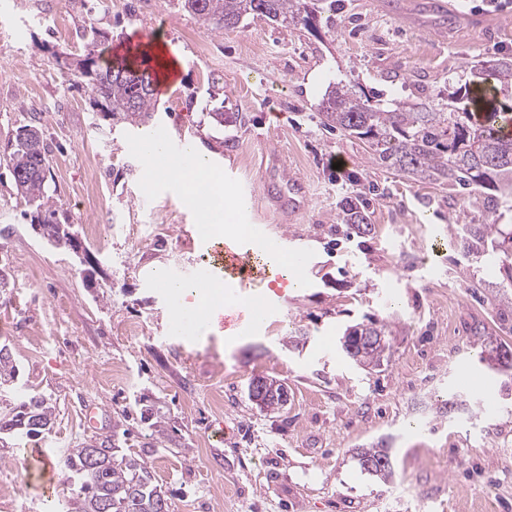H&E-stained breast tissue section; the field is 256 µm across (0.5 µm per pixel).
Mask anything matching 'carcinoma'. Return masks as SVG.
Masks as SVG:
<instances>
[{
    "mask_svg": "<svg viewBox=\"0 0 512 512\" xmlns=\"http://www.w3.org/2000/svg\"><path fill=\"white\" fill-rule=\"evenodd\" d=\"M324 0H177L207 32L235 28L248 17L262 16L288 26H312ZM98 32L86 53L72 58L54 54L68 74L87 82L93 109L112 123L146 125L156 112L157 93L149 89L152 72L127 58L102 60ZM469 78L459 87L448 88L441 107L412 100L386 101L372 98L341 81L329 84L319 105L324 125L360 140L368 148L371 163L395 170L416 182L434 188L468 192L472 206L483 212L480 224H462L455 246L467 256L491 251L512 256V224H501L505 211H512V137L496 132L499 122L512 114V106L498 101V93L512 92V54L491 60L467 61ZM482 105L485 123L473 120L470 106ZM17 192L35 205L34 220L54 227L58 246L73 247L72 225L61 223L58 204L47 188L50 174L49 150L38 125L21 129L10 149L0 156ZM340 217L347 224H367L359 197L340 202ZM344 335L353 337L342 353L363 368L381 366L389 349L393 327L372 318L352 326ZM503 344H484L479 361L496 359L512 366V355ZM16 360L0 344V442L20 443L52 428L55 405L52 399L16 385ZM263 391L260 408L275 411L288 403V385L279 379L253 376L252 387ZM139 422L148 431V448L132 452L119 445L129 434V413L123 409L112 416V430L69 448L61 458L66 480L75 486L72 497L55 506V512H170L169 498L154 481L148 452L172 442L168 417L148 396L136 401ZM360 468L383 480L394 476L392 449L382 440L357 453Z\"/></svg>",
    "mask_w": 512,
    "mask_h": 512,
    "instance_id": "carcinoma-1",
    "label": "carcinoma"
}]
</instances>
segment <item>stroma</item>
Returning <instances> with one entry per match:
<instances>
[{
  "mask_svg": "<svg viewBox=\"0 0 512 512\" xmlns=\"http://www.w3.org/2000/svg\"><path fill=\"white\" fill-rule=\"evenodd\" d=\"M344 0L312 28L264 17L206 33L175 0H0V153L40 117L52 158L49 184L63 218L99 264L87 286L72 250L46 245L34 211L0 168V342L28 390L50 396L48 437L0 460V512H49L70 496L63 472L34 484L30 450L73 448L107 433L114 412L140 396L160 399L175 445L149 465L172 512H481L482 489L500 488L512 512V374L480 363L477 333L512 345V311L494 307L504 286L491 258L450 244L481 220L448 191L372 165L365 145L326 129L318 105L333 81L388 99L448 93L463 76L460 49L489 60L512 53V0ZM66 15V37L54 33ZM447 28L437 39L433 29ZM107 52L150 34L181 59L160 89L155 130L190 136L227 206L255 190L246 224H272L285 250L304 252L301 287L262 280L224 308L264 299L263 320L182 339L160 276L192 282L203 270L199 214L171 178L149 179L144 128L102 120L89 96L53 59L84 54V30ZM224 112L223 124L210 117ZM306 180L308 205L291 213L269 196L288 174ZM376 188L371 230L341 222L355 175ZM107 230L89 235L88 225ZM395 321L389 361L369 370L338 339L366 317ZM484 379L483 396L461 398L464 364ZM287 382L285 408L260 410L253 376ZM222 403H215V390ZM393 448V479L361 472L356 449ZM191 457H184V449Z\"/></svg>",
  "mask_w": 512,
  "mask_h": 512,
  "instance_id": "obj_1",
  "label": "stroma"
}]
</instances>
